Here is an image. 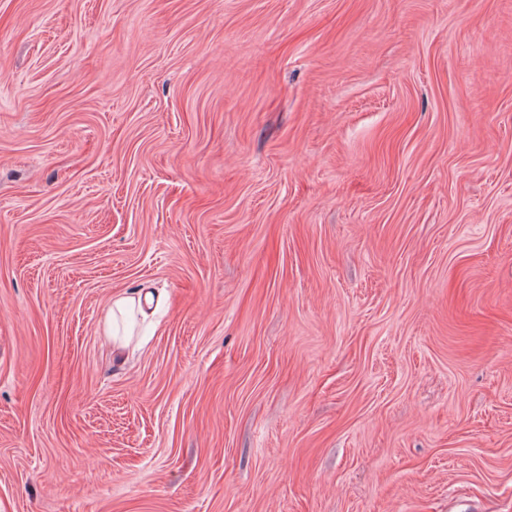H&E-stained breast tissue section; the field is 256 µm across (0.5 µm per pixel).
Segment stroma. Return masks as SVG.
<instances>
[{
	"label": "stroma",
	"mask_w": 512,
	"mask_h": 512,
	"mask_svg": "<svg viewBox=\"0 0 512 512\" xmlns=\"http://www.w3.org/2000/svg\"><path fill=\"white\" fill-rule=\"evenodd\" d=\"M0 512H512V0H0ZM137 313L144 314L142 310L140 297L135 298L134 296L119 295L113 299L110 316H112L113 350L117 354H122L124 350L127 348L131 335V332L128 331L127 325H124V333L122 337H119V330L117 326V314L120 316V319L123 323L128 322V320H130L129 324H132L134 316ZM114 326L116 327L115 331Z\"/></svg>",
	"instance_id": "obj_1"
}]
</instances>
